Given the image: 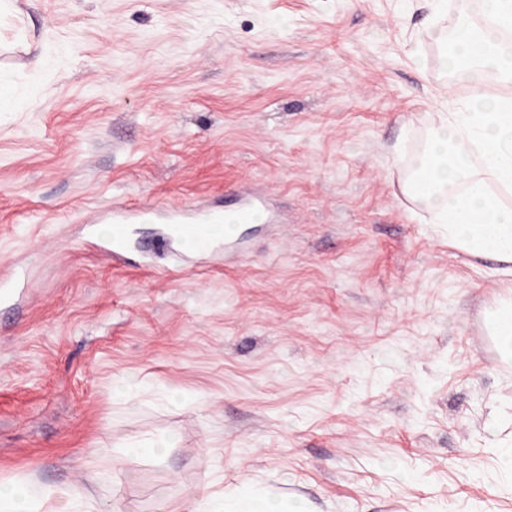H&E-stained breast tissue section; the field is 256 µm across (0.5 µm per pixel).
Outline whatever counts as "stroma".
Returning <instances> with one entry per match:
<instances>
[{
	"instance_id": "stroma-1",
	"label": "stroma",
	"mask_w": 512,
	"mask_h": 512,
	"mask_svg": "<svg viewBox=\"0 0 512 512\" xmlns=\"http://www.w3.org/2000/svg\"><path fill=\"white\" fill-rule=\"evenodd\" d=\"M456 0H12L0 11V482L40 512H512V275L402 192ZM266 194L193 267L130 205ZM171 444L153 455L149 446ZM156 210L153 208L134 209L130 206H113L112 207V235L106 241L112 240V252L120 253L126 245L127 225L136 222L153 219ZM489 329L494 336L497 353L505 364L512 363V303L502 302L492 313Z\"/></svg>"
}]
</instances>
